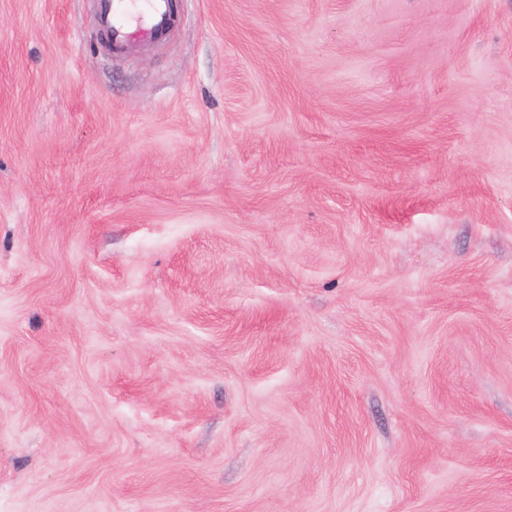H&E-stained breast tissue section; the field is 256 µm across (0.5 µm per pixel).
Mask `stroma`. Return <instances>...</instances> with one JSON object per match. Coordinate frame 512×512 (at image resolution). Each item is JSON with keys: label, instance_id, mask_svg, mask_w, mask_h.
I'll return each instance as SVG.
<instances>
[{"label": "stroma", "instance_id": "stroma-1", "mask_svg": "<svg viewBox=\"0 0 512 512\" xmlns=\"http://www.w3.org/2000/svg\"><path fill=\"white\" fill-rule=\"evenodd\" d=\"M0 0V512H512V0ZM100 27L112 48L123 47L131 38L159 40L169 30L171 21L170 0H145L142 9L133 12L127 0H96ZM136 23V30L130 24Z\"/></svg>", "mask_w": 512, "mask_h": 512}]
</instances>
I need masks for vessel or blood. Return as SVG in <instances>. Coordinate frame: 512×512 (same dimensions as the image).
Masks as SVG:
<instances>
[{
    "mask_svg": "<svg viewBox=\"0 0 512 512\" xmlns=\"http://www.w3.org/2000/svg\"><path fill=\"white\" fill-rule=\"evenodd\" d=\"M97 4L99 24L112 47H123L134 36L158 40L169 30L170 0H145L137 11L127 0H97Z\"/></svg>",
    "mask_w": 512,
    "mask_h": 512,
    "instance_id": "1",
    "label": "vessel or blood"
}]
</instances>
